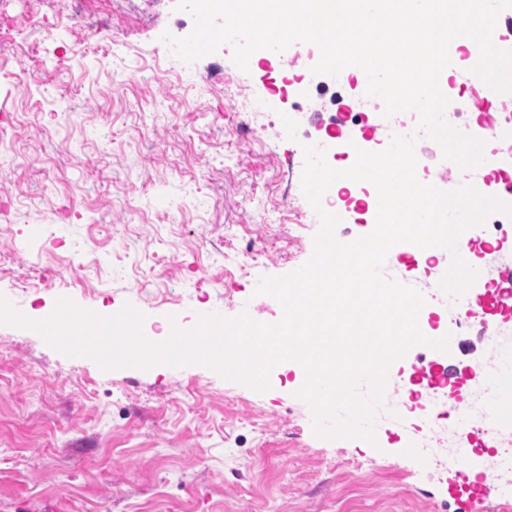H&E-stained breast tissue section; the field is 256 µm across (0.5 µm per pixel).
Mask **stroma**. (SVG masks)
Returning a JSON list of instances; mask_svg holds the SVG:
<instances>
[{
  "mask_svg": "<svg viewBox=\"0 0 512 512\" xmlns=\"http://www.w3.org/2000/svg\"><path fill=\"white\" fill-rule=\"evenodd\" d=\"M177 0H0V298L41 320L58 294L113 315L131 304L153 339L170 315H248L274 324L262 278L312 257L321 227L301 187L299 130L321 138L337 108L315 100L265 135L258 116L288 109L312 45L251 56L231 45L188 63ZM198 79L201 95L179 83ZM422 323L469 376L485 356L477 327ZM306 375L288 362L259 392L200 364L102 370L34 330L0 324V512H502L506 498L458 494L484 447L448 468L406 456L388 427L373 440L315 434Z\"/></svg>",
  "mask_w": 512,
  "mask_h": 512,
  "instance_id": "stroma-1",
  "label": "stroma"
}]
</instances>
